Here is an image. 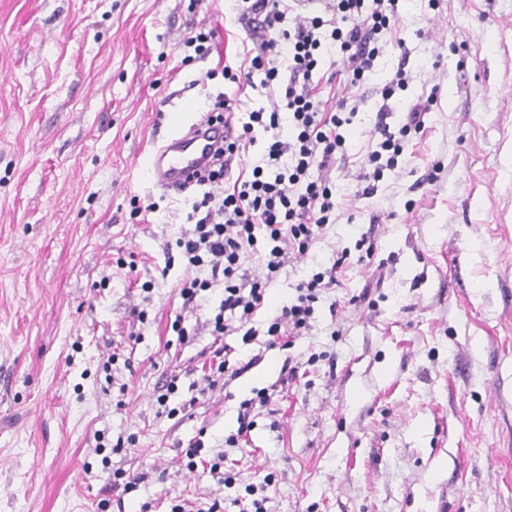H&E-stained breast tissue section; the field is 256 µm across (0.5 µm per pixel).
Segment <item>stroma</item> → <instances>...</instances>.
Wrapping results in <instances>:
<instances>
[{
	"label": "stroma",
	"instance_id": "1",
	"mask_svg": "<svg viewBox=\"0 0 512 512\" xmlns=\"http://www.w3.org/2000/svg\"><path fill=\"white\" fill-rule=\"evenodd\" d=\"M239 8L0 0V512H166L176 499L238 512L233 498L268 474V512H512V0H401L359 91L345 168L363 164L399 63L412 81L387 103L403 112L436 93L424 132L375 196L337 178L336 224L271 285L287 302L346 252L309 334L264 353L228 337L248 370L197 397L214 350L203 323L223 288L184 307L173 244L187 208L143 169L156 129L231 92L200 79L239 51ZM205 21L216 46L185 62L180 40ZM135 197L158 203L149 222ZM368 231L370 254L356 246ZM289 356L297 385L258 409L247 446L226 449L240 403ZM170 373L178 389L162 406ZM189 399L192 414L179 413ZM198 438L228 451L239 484L178 461ZM119 468L135 491H113Z\"/></svg>",
	"mask_w": 512,
	"mask_h": 512
}]
</instances>
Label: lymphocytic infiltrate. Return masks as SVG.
Listing matches in <instances>:
<instances>
[{"mask_svg":"<svg viewBox=\"0 0 512 512\" xmlns=\"http://www.w3.org/2000/svg\"><path fill=\"white\" fill-rule=\"evenodd\" d=\"M238 21L246 31L241 60L222 71L208 70L206 79L222 75L236 84L237 94L217 93L212 113L228 112L237 126L234 140L217 149L214 164L196 180L198 194L189 200L187 223L192 232L175 241L190 269L180 295L193 303L214 285L224 287L217 312L205 321L217 341L214 362L202 376L204 389L238 376L228 360L227 336L253 344L252 322L258 312L273 310L265 348L288 349L312 329L315 305L336 284L343 259L299 282L296 296L270 308L267 290L285 267L307 259L312 244L336 221V185L332 172L336 155L344 151L345 128L354 114L348 109L356 89L371 80L381 53L382 38L395 33L398 0H307V7L286 0H242ZM339 45L344 90L331 102L321 98L334 75L321 74L320 59L327 44ZM266 91V106L241 111L240 92L254 86ZM435 95L396 113L381 106L371 134L366 162L356 175L354 196L373 197L385 171L396 169L410 134L423 132ZM270 135L262 162L245 170L243 161L257 143V132ZM257 256L260 271L248 274L247 256ZM196 268L208 269L202 279ZM299 366L285 359L277 380L244 401L238 429L225 443L238 447L255 425V406H266L277 392L296 383Z\"/></svg>","mask_w":512,"mask_h":512,"instance_id":"obj_1","label":"lymphocytic infiltrate"}]
</instances>
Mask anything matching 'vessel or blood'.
<instances>
[{"mask_svg": "<svg viewBox=\"0 0 512 512\" xmlns=\"http://www.w3.org/2000/svg\"><path fill=\"white\" fill-rule=\"evenodd\" d=\"M234 132L219 123L199 118L184 130H176L158 140L146 163L152 185L165 192L184 193L196 173L206 168L217 147Z\"/></svg>", "mask_w": 512, "mask_h": 512, "instance_id": "1", "label": "vessel or blood"}]
</instances>
